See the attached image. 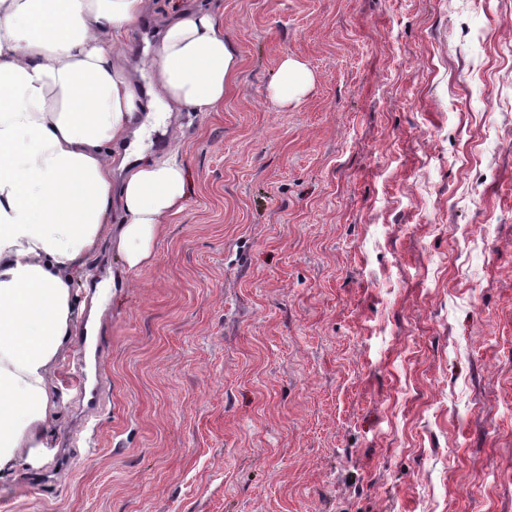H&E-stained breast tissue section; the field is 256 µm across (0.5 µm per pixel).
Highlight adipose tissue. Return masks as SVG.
<instances>
[{
	"mask_svg": "<svg viewBox=\"0 0 512 512\" xmlns=\"http://www.w3.org/2000/svg\"><path fill=\"white\" fill-rule=\"evenodd\" d=\"M145 0H0V469L46 448L56 366L78 329L75 272L102 241L128 269L147 263L181 209L187 178L169 154L112 184V147L141 138L137 82L116 49ZM165 110L210 112L235 67L214 15L185 12L152 61ZM313 84L284 59L271 97L285 105ZM123 223L109 224L113 198Z\"/></svg>",
	"mask_w": 512,
	"mask_h": 512,
	"instance_id": "1",
	"label": "adipose tissue"
}]
</instances>
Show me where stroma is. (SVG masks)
<instances>
[{
	"label": "stroma",
	"instance_id": "stroma-1",
	"mask_svg": "<svg viewBox=\"0 0 512 512\" xmlns=\"http://www.w3.org/2000/svg\"><path fill=\"white\" fill-rule=\"evenodd\" d=\"M181 4L224 102L146 135L183 208L139 269L89 259L104 399L58 384L0 512H512V0ZM172 16L119 49L141 88ZM313 85V75L305 64L285 58L279 69V79L271 88L273 101L280 105L298 99Z\"/></svg>",
	"mask_w": 512,
	"mask_h": 512
}]
</instances>
